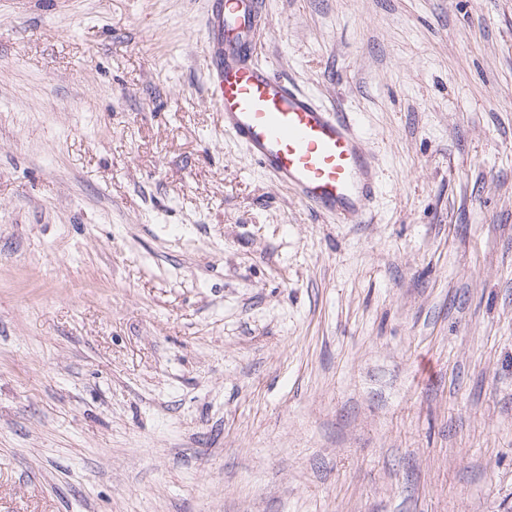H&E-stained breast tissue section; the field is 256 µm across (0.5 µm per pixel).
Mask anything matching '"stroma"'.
<instances>
[{"label": "stroma", "instance_id": "1", "mask_svg": "<svg viewBox=\"0 0 512 512\" xmlns=\"http://www.w3.org/2000/svg\"><path fill=\"white\" fill-rule=\"evenodd\" d=\"M207 0H0V512H512V0H263L363 223L224 130Z\"/></svg>", "mask_w": 512, "mask_h": 512}]
</instances>
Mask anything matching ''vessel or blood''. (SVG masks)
Wrapping results in <instances>:
<instances>
[{"mask_svg":"<svg viewBox=\"0 0 512 512\" xmlns=\"http://www.w3.org/2000/svg\"><path fill=\"white\" fill-rule=\"evenodd\" d=\"M204 20L211 103L251 158L297 199L346 222L376 189L366 143L346 113L258 61L261 0H209Z\"/></svg>","mask_w":512,"mask_h":512,"instance_id":"obj_1","label":"vessel or blood"}]
</instances>
